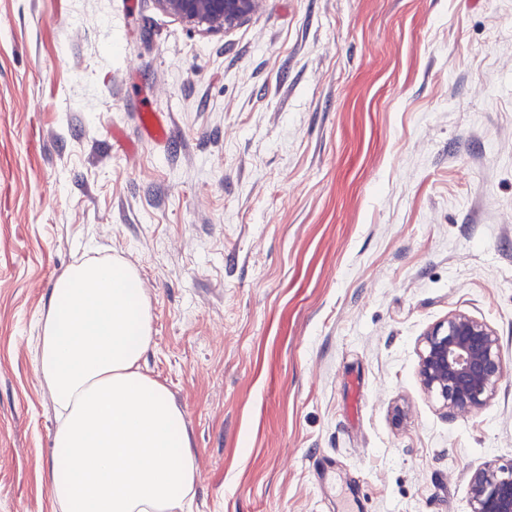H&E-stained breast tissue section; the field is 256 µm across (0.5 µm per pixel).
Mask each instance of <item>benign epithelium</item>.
<instances>
[{"label":"benign epithelium","mask_w":512,"mask_h":512,"mask_svg":"<svg viewBox=\"0 0 512 512\" xmlns=\"http://www.w3.org/2000/svg\"><path fill=\"white\" fill-rule=\"evenodd\" d=\"M159 8L202 33L229 32L253 15L261 0H156ZM504 370L499 337L462 310L448 314L422 338L418 377L446 413H475L487 404ZM471 512H512V462H486L470 478Z\"/></svg>","instance_id":"1"}]
</instances>
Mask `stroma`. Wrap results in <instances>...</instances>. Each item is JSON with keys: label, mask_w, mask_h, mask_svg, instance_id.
I'll return each mask as SVG.
<instances>
[{"label": "stroma", "mask_w": 512, "mask_h": 512, "mask_svg": "<svg viewBox=\"0 0 512 512\" xmlns=\"http://www.w3.org/2000/svg\"><path fill=\"white\" fill-rule=\"evenodd\" d=\"M91 255L150 301L193 512H468L512 461V0H262L208 35L0 0V512H57L37 323ZM458 309L505 362L468 416L417 377Z\"/></svg>", "instance_id": "stroma-1"}]
</instances>
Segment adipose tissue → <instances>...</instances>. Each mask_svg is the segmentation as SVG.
I'll use <instances>...</instances> for the list:
<instances>
[{
    "label": "adipose tissue",
    "instance_id": "obj_1",
    "mask_svg": "<svg viewBox=\"0 0 512 512\" xmlns=\"http://www.w3.org/2000/svg\"><path fill=\"white\" fill-rule=\"evenodd\" d=\"M151 314L135 270L89 259L56 281L38 323V373L57 425L47 484L59 512H187L192 437L143 370Z\"/></svg>",
    "mask_w": 512,
    "mask_h": 512
}]
</instances>
